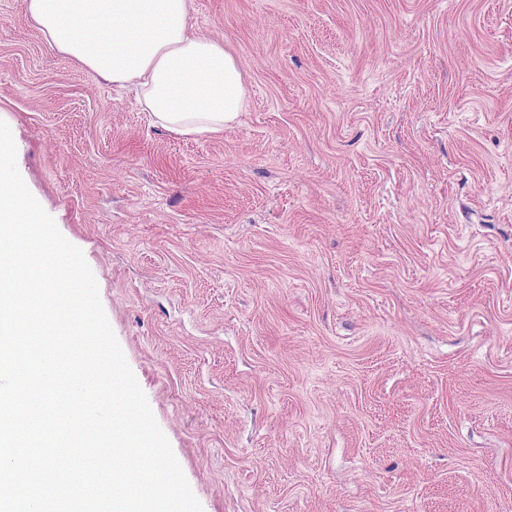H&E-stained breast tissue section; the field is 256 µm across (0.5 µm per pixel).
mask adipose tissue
Listing matches in <instances>:
<instances>
[{"instance_id":"ef3b65f1","label":"adipose tissue","mask_w":512,"mask_h":512,"mask_svg":"<svg viewBox=\"0 0 512 512\" xmlns=\"http://www.w3.org/2000/svg\"><path fill=\"white\" fill-rule=\"evenodd\" d=\"M45 41L93 77L134 88L152 125L220 133L246 107L236 56L195 33L188 0H23Z\"/></svg>"}]
</instances>
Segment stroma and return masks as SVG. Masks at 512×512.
Here are the masks:
<instances>
[{
    "label": "stroma",
    "mask_w": 512,
    "mask_h": 512,
    "mask_svg": "<svg viewBox=\"0 0 512 512\" xmlns=\"http://www.w3.org/2000/svg\"><path fill=\"white\" fill-rule=\"evenodd\" d=\"M0 0V121L202 512H512V0H191L217 135Z\"/></svg>",
    "instance_id": "35a3bbf8"
}]
</instances>
